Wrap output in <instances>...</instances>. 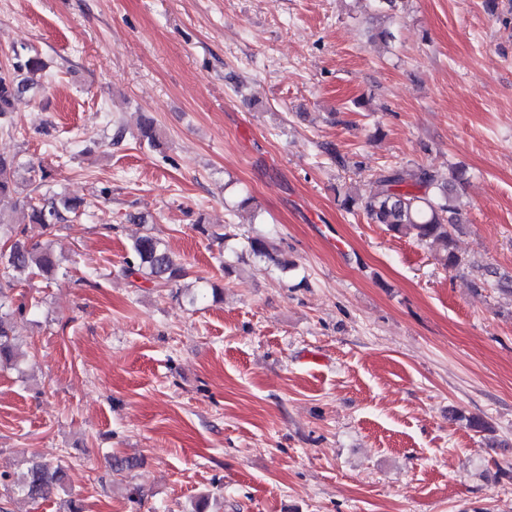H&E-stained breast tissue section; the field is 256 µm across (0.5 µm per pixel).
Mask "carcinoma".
<instances>
[{
  "instance_id": "obj_1",
  "label": "carcinoma",
  "mask_w": 512,
  "mask_h": 512,
  "mask_svg": "<svg viewBox=\"0 0 512 512\" xmlns=\"http://www.w3.org/2000/svg\"><path fill=\"white\" fill-rule=\"evenodd\" d=\"M44 68L45 63L36 52L14 53L9 66L0 69V118L16 110L24 94L38 84L35 77ZM138 136L155 150L162 145L156 124L150 118L139 123ZM51 180V172L39 163L23 165L13 157L0 155V200L16 199L10 211L0 209V236L19 244L0 269V370L18 369L22 358L15 324L25 305L16 301L12 290L35 276L50 279L60 268L52 241L29 240L26 225L38 224L52 230L68 223L83 206L82 200L52 189ZM467 182L462 168H450L448 176L443 177L423 166L399 165L380 171L371 195L347 194L342 204L347 210H363L373 223L384 225L398 236L415 239L443 268L458 270L465 265V258L456 249L454 231L463 223L460 198ZM43 186L46 191L38 198L26 193L29 188L35 191ZM133 221L144 227V232L132 240L121 274L127 279H143L156 288H165L185 277L183 264L164 239L147 228L146 218L138 216ZM244 249L255 258L271 262L282 274L295 268L294 263L279 258L264 237L247 238ZM487 281L512 295V275L485 266L481 268L480 282ZM466 421L475 432L488 435L490 447L504 445L482 418L468 417ZM64 477L61 467L32 460L14 486L24 497L36 499L47 495Z\"/></svg>"
}]
</instances>
